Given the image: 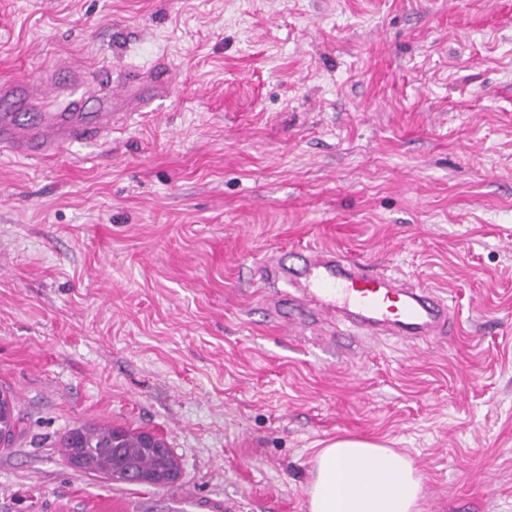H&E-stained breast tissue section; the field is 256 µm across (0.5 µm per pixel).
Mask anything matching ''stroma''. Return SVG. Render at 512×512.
<instances>
[{
	"mask_svg": "<svg viewBox=\"0 0 512 512\" xmlns=\"http://www.w3.org/2000/svg\"><path fill=\"white\" fill-rule=\"evenodd\" d=\"M166 60L105 142L0 155V512H305L318 448L406 453L425 512H512V0H0V81ZM331 248L451 298L431 343L287 333L259 261ZM148 430L166 487L60 446ZM0 393L3 397V409L0 408L1 441L9 442L17 430L20 420L15 415V407L13 405L14 399L7 397V395H5L2 390Z\"/></svg>",
	"mask_w": 512,
	"mask_h": 512,
	"instance_id": "stroma-1",
	"label": "stroma"
}]
</instances>
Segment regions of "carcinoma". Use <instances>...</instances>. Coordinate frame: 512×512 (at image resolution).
<instances>
[{"label":"carcinoma","instance_id":"cac0c4a2","mask_svg":"<svg viewBox=\"0 0 512 512\" xmlns=\"http://www.w3.org/2000/svg\"><path fill=\"white\" fill-rule=\"evenodd\" d=\"M14 399L3 397L0 408V440L10 441L17 430L19 418L15 415ZM164 441L149 433L109 427H78L62 440V451L68 461L83 458L80 468L108 481L123 473V465L133 467L142 481L159 487L168 485L166 479L177 480L180 464L172 450L161 452Z\"/></svg>","mask_w":512,"mask_h":512}]
</instances>
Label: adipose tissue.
<instances>
[{
	"instance_id": "ef3b65f1",
	"label": "adipose tissue",
	"mask_w": 512,
	"mask_h": 512,
	"mask_svg": "<svg viewBox=\"0 0 512 512\" xmlns=\"http://www.w3.org/2000/svg\"><path fill=\"white\" fill-rule=\"evenodd\" d=\"M307 512H423V478L406 455L357 438L319 449Z\"/></svg>"
}]
</instances>
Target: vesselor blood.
<instances>
[{
    "mask_svg": "<svg viewBox=\"0 0 512 512\" xmlns=\"http://www.w3.org/2000/svg\"><path fill=\"white\" fill-rule=\"evenodd\" d=\"M177 83L164 63L119 74L67 58L60 74L0 83V150L21 158H52L72 143L106 140L125 124L116 95L145 100L174 94ZM262 282L293 286L301 307L284 324L302 329L308 318L341 312L362 334L434 341L447 336L455 314L431 288L379 270L333 249L310 250L298 264L267 258Z\"/></svg>",
    "mask_w": 512,
    "mask_h": 512,
    "instance_id": "vessel-or-blood-1",
    "label": "vessel or blood"
}]
</instances>
